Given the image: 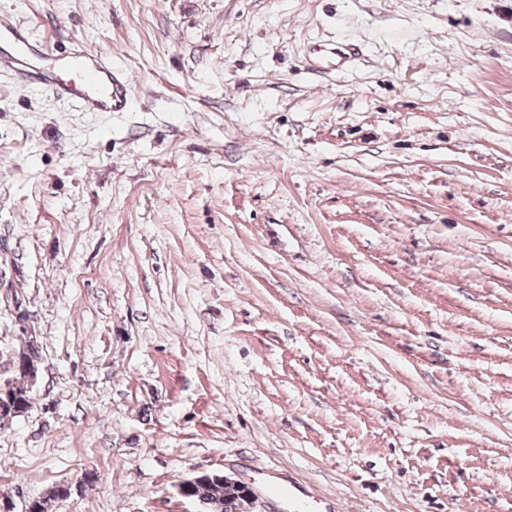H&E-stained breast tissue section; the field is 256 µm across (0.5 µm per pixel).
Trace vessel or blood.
<instances>
[{
    "label": "vessel or blood",
    "instance_id": "obj_1",
    "mask_svg": "<svg viewBox=\"0 0 512 512\" xmlns=\"http://www.w3.org/2000/svg\"><path fill=\"white\" fill-rule=\"evenodd\" d=\"M0 71L11 73L21 89L49 94L86 112H123L131 98L126 79L102 53L82 42L65 51L33 42L27 29L0 23Z\"/></svg>",
    "mask_w": 512,
    "mask_h": 512
}]
</instances>
